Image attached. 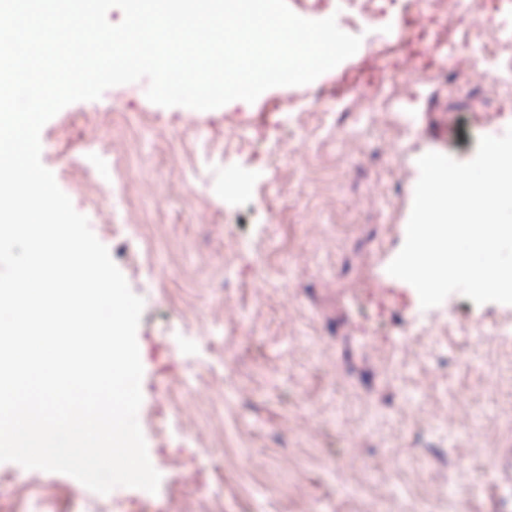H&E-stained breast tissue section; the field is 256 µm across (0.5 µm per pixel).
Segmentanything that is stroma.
<instances>
[{
    "instance_id": "stroma-1",
    "label": "stroma",
    "mask_w": 512,
    "mask_h": 512,
    "mask_svg": "<svg viewBox=\"0 0 512 512\" xmlns=\"http://www.w3.org/2000/svg\"><path fill=\"white\" fill-rule=\"evenodd\" d=\"M288 5L308 19L335 16L361 36L358 52L251 104L165 108L147 100L142 79L43 126V165L145 301L140 349L161 347L159 360H142L138 412L161 481L154 494L99 495L68 475L4 462L0 512H176V489L223 492L224 512H512V433L497 417L512 401V359L458 328L512 324V305L454 293L425 310L386 271L405 241L418 158L469 161L479 137L512 125V46L489 59L500 76L489 88L469 68L480 43L496 41L482 14L453 28L446 61L423 35L441 22L431 0H418L417 30L402 26L399 5L371 25L355 20L354 0ZM410 53L421 60L411 75L401 68ZM375 81L401 88L394 109L413 137L365 113ZM93 112L115 119L95 130L85 121ZM229 117L243 122L241 151L209 153ZM94 141L123 146L139 220L158 227L149 241L124 230L109 171L85 176ZM186 152L196 164L173 179ZM190 295L199 317L186 324L175 311ZM431 324L433 340L412 346ZM189 372L221 374L211 398L223 420L189 408L171 426L167 392Z\"/></svg>"
}]
</instances>
